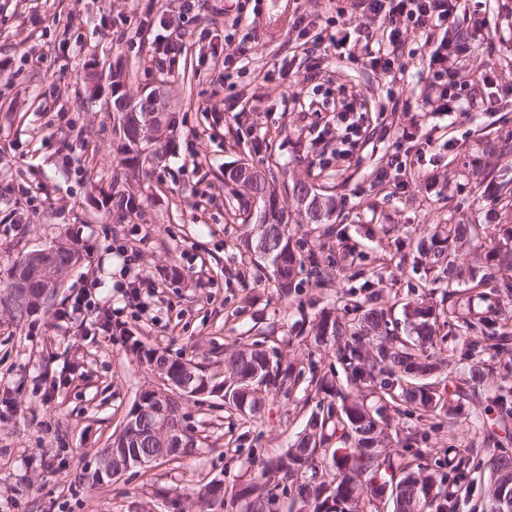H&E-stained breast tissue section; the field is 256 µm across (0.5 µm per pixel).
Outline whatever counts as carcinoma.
Returning a JSON list of instances; mask_svg holds the SVG:
<instances>
[{
  "label": "carcinoma",
  "instance_id": "cac0c4a2",
  "mask_svg": "<svg viewBox=\"0 0 512 512\" xmlns=\"http://www.w3.org/2000/svg\"><path fill=\"white\" fill-rule=\"evenodd\" d=\"M128 97L126 79L118 70H112L113 111H120L118 101ZM162 126H155L150 144L122 143L124 175L138 180L147 175L142 163V149L164 156L169 142L158 136ZM243 167L224 170V184L232 186L235 194L256 199L269 220L264 233L271 236L274 248L270 264L283 266V273L274 277L277 287L286 294L297 288L298 271L308 263L317 270L321 261L314 252L307 255L291 244L290 215L285 211L276 187L267 174L248 183L240 182L236 171ZM336 199L326 195V202L318 207L298 211V227L312 226L322 231L327 239L343 238V228L333 222ZM487 224H439L432 233L416 245L413 264L432 274V282L445 284L440 302L421 300L406 305L405 320L411 335L397 336L389 328L387 312L369 304V301L350 299L344 305L357 314L356 322H342L328 312L320 314L313 324L314 340L333 343L336 361L342 371V380L335 374L312 373L310 384L318 398L316 411L307 419L305 428L286 451L272 459L259 462L256 477L243 483L231 496V502H240L246 512H275L279 495L288 496L282 504L283 512H375L377 501L389 490L394 505L413 504L416 512H456L457 497L469 491L475 481L470 459L462 458L454 466L457 490H442L445 479L424 462L418 449V435L410 432L401 439L402 447L414 449L416 463H402L389 454L379 452L387 447L389 431L395 420L415 416L433 423V427L453 430L460 405H451L448 386H440L435 377L451 370L448 359L426 353L437 344L438 319L448 314L446 323L456 326L466 335L465 356L471 360L470 380L484 382V355L499 356L512 351V308L504 300L512 297V229L503 230V241L494 249L482 251L479 245L487 234ZM72 248L56 250L52 260L67 267L74 256H82L84 247L75 240ZM364 258L361 250L352 249L347 264H336L337 272L348 280L361 271L353 263ZM474 294L462 304L460 287ZM481 307H475V303ZM130 349L152 367L167 375L181 373L185 361L173 358L165 350L148 348L132 340ZM292 364L281 360L270 361L262 344L255 342L245 349H237L224 357V386L210 383L213 390L221 388L230 393L224 408L239 410L236 391L243 386L258 385L263 392L283 389L296 382ZM367 391L366 396H354L351 389ZM497 421L512 415V390L498 388L492 397ZM501 443L490 440L483 448L479 468L488 474L489 502L500 494L512 492V457L499 453ZM131 451L153 453L175 462L184 454L172 455L160 448L152 435L151 424L142 422L140 440L128 444ZM211 484L198 491L203 512H223L224 499L213 497Z\"/></svg>",
  "mask_w": 512,
  "mask_h": 512
}]
</instances>
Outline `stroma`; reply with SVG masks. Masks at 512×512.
I'll return each mask as SVG.
<instances>
[{
  "instance_id": "35a3bbf8",
  "label": "stroma",
  "mask_w": 512,
  "mask_h": 512,
  "mask_svg": "<svg viewBox=\"0 0 512 512\" xmlns=\"http://www.w3.org/2000/svg\"><path fill=\"white\" fill-rule=\"evenodd\" d=\"M354 0H201L194 18L180 0H0V281L27 254L61 237L85 247L39 311L14 320L0 301V512H199L201 485L220 480L232 492L256 463L285 452L313 403L311 370L335 364L331 345L316 343L310 321L345 311L343 293L373 296L392 319L420 300L425 275L405 260L436 224H482L496 211L512 227V198L481 193L476 176L495 167L512 180V152L486 142L512 133V0H473L468 68L454 71L472 99L449 114L426 101L432 56L448 35L408 29L403 72L382 77L364 60L309 51L313 36L296 24L352 34ZM497 20L487 37L478 19ZM244 67L224 77L233 20ZM187 34L164 66L153 60L169 26ZM121 68L129 93L163 91L174 121L172 148L140 183L123 176L121 140L110 91L89 97V63ZM324 88H346L368 128L349 160L337 158L338 132L315 139L300 119L298 97L312 69ZM405 171L377 180L394 149ZM240 159L277 164L276 187L287 211L291 180L332 188L346 218L345 239L372 260L363 276L340 280L336 268L299 275L283 297L265 262H253L239 215L254 200L233 195L224 168ZM129 191L138 210L117 209ZM136 249L137 266L155 280L147 303L131 299L118 246ZM332 278V287L321 281ZM91 298L92 313L60 322L61 311ZM219 374L225 351L264 340L302 381L271 392L254 418L181 399L183 425L196 441L175 463L134 468L118 481H94L102 448L118 432L140 392L159 381L131 351L128 336Z\"/></svg>"
}]
</instances>
